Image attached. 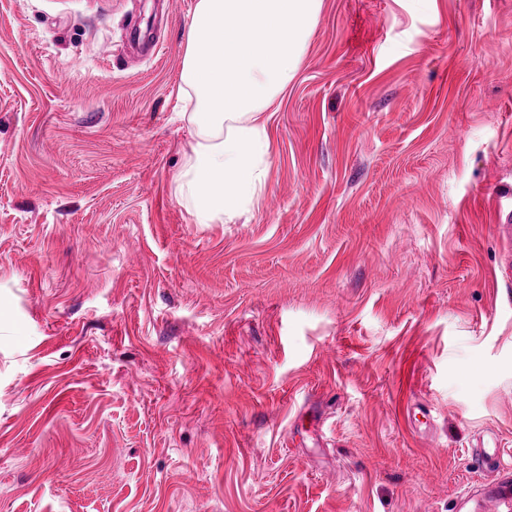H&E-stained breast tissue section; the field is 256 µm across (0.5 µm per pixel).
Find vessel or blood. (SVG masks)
Returning a JSON list of instances; mask_svg holds the SVG:
<instances>
[{"label":"vessel or blood","instance_id":"1","mask_svg":"<svg viewBox=\"0 0 512 512\" xmlns=\"http://www.w3.org/2000/svg\"><path fill=\"white\" fill-rule=\"evenodd\" d=\"M468 463L474 470L488 473V481L475 493H461L457 512H469L473 496L494 505L496 512H512V448L504 447L498 437L482 440L472 447Z\"/></svg>","mask_w":512,"mask_h":512}]
</instances>
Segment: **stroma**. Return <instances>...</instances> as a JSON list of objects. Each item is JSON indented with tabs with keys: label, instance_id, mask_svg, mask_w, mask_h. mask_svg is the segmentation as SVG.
<instances>
[{
	"label": "stroma",
	"instance_id": "1",
	"mask_svg": "<svg viewBox=\"0 0 512 512\" xmlns=\"http://www.w3.org/2000/svg\"><path fill=\"white\" fill-rule=\"evenodd\" d=\"M195 2L0 0V512H455L512 448V0H322L231 224L171 192Z\"/></svg>",
	"mask_w": 512,
	"mask_h": 512
}]
</instances>
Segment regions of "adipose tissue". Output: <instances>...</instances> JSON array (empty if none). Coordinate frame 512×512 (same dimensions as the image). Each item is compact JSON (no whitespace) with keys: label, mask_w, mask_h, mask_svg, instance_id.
Segmentation results:
<instances>
[{"label":"adipose tissue","mask_w":512,"mask_h":512,"mask_svg":"<svg viewBox=\"0 0 512 512\" xmlns=\"http://www.w3.org/2000/svg\"><path fill=\"white\" fill-rule=\"evenodd\" d=\"M321 6L196 0L180 77L190 153L172 182L195 223H233L266 192L268 114L296 76Z\"/></svg>","instance_id":"1"}]
</instances>
